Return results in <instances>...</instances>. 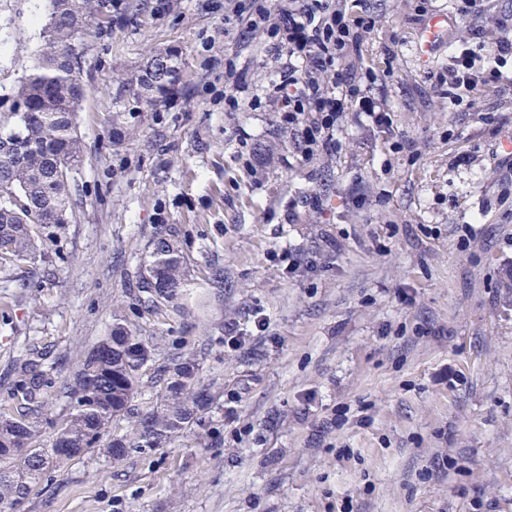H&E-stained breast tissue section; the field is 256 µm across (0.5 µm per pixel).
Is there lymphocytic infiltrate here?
<instances>
[{
  "mask_svg": "<svg viewBox=\"0 0 512 512\" xmlns=\"http://www.w3.org/2000/svg\"><path fill=\"white\" fill-rule=\"evenodd\" d=\"M354 3L352 13L337 8L335 0H251L247 12L250 26L266 31L272 56L281 62L265 105L279 113L283 125L300 128V148L306 154L316 148L329 153L339 149L336 132L345 113L378 126L390 119L373 94L381 71L369 66L355 74L342 67L376 24L365 0ZM457 15L467 23L470 40H482L491 20L501 35L488 69L476 68L469 50L449 54V99L461 91L477 95L501 83L512 87V76L504 72L512 61V23L491 19L487 0H459Z\"/></svg>",
  "mask_w": 512,
  "mask_h": 512,
  "instance_id": "lymphocytic-infiltrate-1",
  "label": "lymphocytic infiltrate"
}]
</instances>
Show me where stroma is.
<instances>
[{
    "label": "stroma",
    "instance_id": "35a3bbf8",
    "mask_svg": "<svg viewBox=\"0 0 512 512\" xmlns=\"http://www.w3.org/2000/svg\"><path fill=\"white\" fill-rule=\"evenodd\" d=\"M130 2L84 35L75 219L45 260L0 267V407L19 399L14 356L59 361L41 415L51 444L67 376L117 321L155 346L136 408L163 404L155 376L185 352L211 406L159 450L114 463L93 448L49 469L16 512H339L346 499L353 512H475L476 499L512 512V89L450 103L436 76L466 36L456 0H372L378 22L346 65L390 70L374 90L390 124L346 117L341 150L307 159L299 132L251 107L276 67L265 34L225 17L226 0ZM47 9L0 0L1 112ZM425 14L448 29L424 60ZM164 49L180 83L153 105L128 79ZM207 82L237 90L240 109ZM313 193L321 207L305 204ZM162 230L185 285L146 312L136 283ZM440 454L449 474L433 472Z\"/></svg>",
    "mask_w": 512,
    "mask_h": 512
}]
</instances>
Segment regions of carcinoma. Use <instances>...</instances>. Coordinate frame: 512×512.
Wrapping results in <instances>:
<instances>
[{
  "instance_id": "1",
  "label": "carcinoma",
  "mask_w": 512,
  "mask_h": 512,
  "mask_svg": "<svg viewBox=\"0 0 512 512\" xmlns=\"http://www.w3.org/2000/svg\"><path fill=\"white\" fill-rule=\"evenodd\" d=\"M114 0H50L44 47L24 78L7 112H0V264L33 262L66 229L80 189L71 172L84 163L75 106L86 96L83 81L85 44L81 31L88 18L112 16ZM180 78L167 57L153 55L135 78L138 93L163 99ZM25 109H17V101ZM139 283L140 298L152 306L176 298L184 269L178 240L160 234ZM154 348L130 326L117 322L79 362L66 381L71 409L57 427L50 447L37 444L40 419L34 409L0 410V512L26 497L50 468L90 448L119 462L132 450H155L182 432L204 408L194 355L180 357L164 380L163 408L140 413L131 401ZM31 359L19 360L21 390L37 402L47 372ZM131 420L130 432L112 434L119 417ZM60 448L72 452L60 456Z\"/></svg>"
}]
</instances>
